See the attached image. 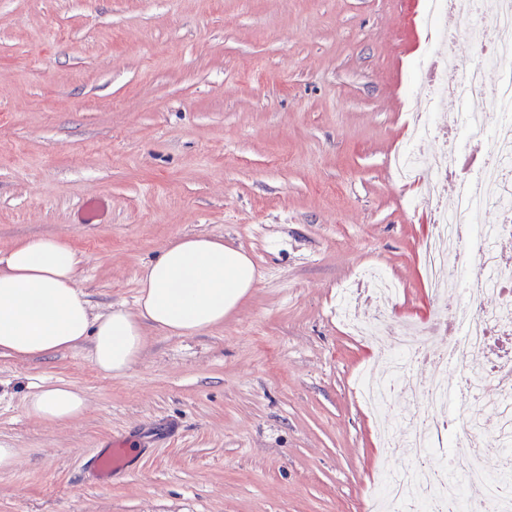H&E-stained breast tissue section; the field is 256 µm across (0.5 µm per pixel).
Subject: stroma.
Segmentation results:
<instances>
[{"mask_svg":"<svg viewBox=\"0 0 512 512\" xmlns=\"http://www.w3.org/2000/svg\"><path fill=\"white\" fill-rule=\"evenodd\" d=\"M424 0H0V248L54 235L81 257L95 310L133 306L172 240L222 237L258 279L223 326L149 331L109 377L87 346L0 353V512H366L410 455L382 447L355 384L387 371L377 344L337 321V291L365 264L399 291L394 323L433 317L419 243L425 182L389 160L408 115L456 111L418 93L434 53ZM459 68L490 94L489 61L459 29ZM102 224L80 221L90 197ZM85 395L78 420L26 413L37 385ZM130 465L96 482L113 438Z\"/></svg>","mask_w":512,"mask_h":512,"instance_id":"35a3bbf8","label":"stroma"}]
</instances>
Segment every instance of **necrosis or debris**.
Returning a JSON list of instances; mask_svg holds the SVG:
<instances>
[{"instance_id":"necrosis-or-debris-1","label":"necrosis or debris","mask_w":512,"mask_h":512,"mask_svg":"<svg viewBox=\"0 0 512 512\" xmlns=\"http://www.w3.org/2000/svg\"><path fill=\"white\" fill-rule=\"evenodd\" d=\"M487 15L490 25L479 30L476 39L490 58H512V0H427L429 22L427 38L438 51L450 53L456 38L448 18L455 15ZM500 104L496 114L497 135L480 165L473 171L459 169V152L448 143L437 154L425 155L417 149L395 152L390 160L396 177L413 182L421 173L441 177L455 176L456 196L452 205L439 203L433 191H426L423 203L430 214L432 229L420 244L425 280L434 295H442L455 283L453 270L464 265L461 246L475 234L474 215L479 208L498 213L495 226L480 236L484 260L470 274L472 297L493 291L502 294L498 309L484 311L470 306L449 312L448 319L458 326L455 342L443 352L432 351L431 328L420 324L388 327L385 312L370 319H358L349 300H341L338 316L352 335L374 339L388 334L389 369L380 378L364 377L358 383L363 404L377 417L379 438L387 447L409 449L414 467L390 472L385 479V494L374 512H405L411 501H420L426 512H512V381L499 382L489 366L470 367L474 351L486 349L492 334L512 333V263L503 262L492 250L498 237L512 235V76L495 89ZM431 357V377L423 392L425 402L416 411L405 410L407 395L413 393L414 371L424 357ZM463 366L456 385H449V363ZM494 384L496 402L501 407V425L496 437L503 449L493 461L479 456L476 442L459 436L446 413L451 397L477 398L481 385ZM455 443L463 460L460 477L447 480L442 469L420 471L431 449Z\"/></svg>"}]
</instances>
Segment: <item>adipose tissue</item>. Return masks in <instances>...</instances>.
<instances>
[{
  "instance_id": "ef3b65f1",
  "label": "adipose tissue",
  "mask_w": 512,
  "mask_h": 512,
  "mask_svg": "<svg viewBox=\"0 0 512 512\" xmlns=\"http://www.w3.org/2000/svg\"><path fill=\"white\" fill-rule=\"evenodd\" d=\"M81 259L56 237L0 249V352L45 356L88 344L92 364L111 377L138 361L148 330L176 336L200 334L224 323L257 282L244 252L221 237L184 235L144 268L134 307L95 311L78 287ZM83 394L64 383L43 384L26 411L47 424L79 418Z\"/></svg>"
}]
</instances>
